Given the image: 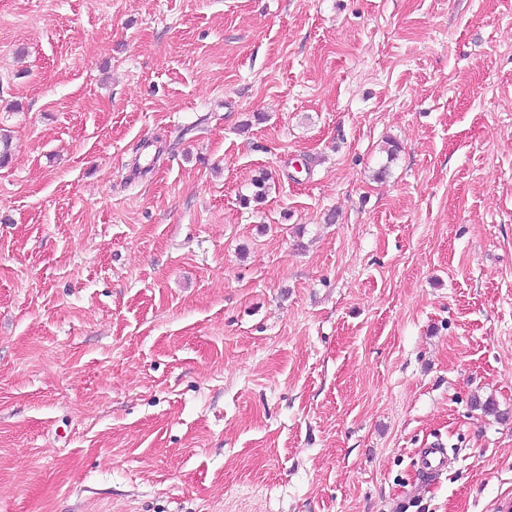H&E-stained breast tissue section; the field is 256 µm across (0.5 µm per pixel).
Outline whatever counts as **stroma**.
<instances>
[{"label":"stroma","instance_id":"35a3bbf8","mask_svg":"<svg viewBox=\"0 0 512 512\" xmlns=\"http://www.w3.org/2000/svg\"><path fill=\"white\" fill-rule=\"evenodd\" d=\"M1 133L0 512L512 503V0H0ZM422 448L418 457V469L422 476L436 477L448 468V457L444 448Z\"/></svg>","mask_w":512,"mask_h":512}]
</instances>
